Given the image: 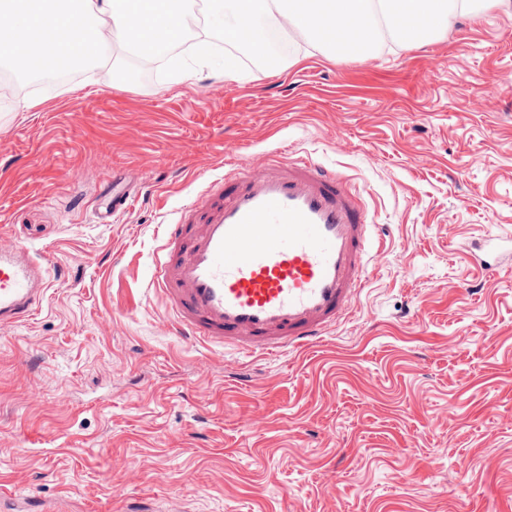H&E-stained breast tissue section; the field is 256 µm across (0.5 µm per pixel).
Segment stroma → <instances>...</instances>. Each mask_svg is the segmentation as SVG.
Returning <instances> with one entry per match:
<instances>
[{"instance_id": "obj_1", "label": "stroma", "mask_w": 512, "mask_h": 512, "mask_svg": "<svg viewBox=\"0 0 512 512\" xmlns=\"http://www.w3.org/2000/svg\"><path fill=\"white\" fill-rule=\"evenodd\" d=\"M227 82L112 53L0 100V231L66 271L0 330V489L68 512H512V11L374 58ZM310 154L385 238L327 341L242 359L165 333L170 211L226 157ZM146 187L111 223L112 178Z\"/></svg>"}]
</instances>
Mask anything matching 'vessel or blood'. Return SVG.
Segmentation results:
<instances>
[{"label": "vessel or blood", "mask_w": 512, "mask_h": 512, "mask_svg": "<svg viewBox=\"0 0 512 512\" xmlns=\"http://www.w3.org/2000/svg\"><path fill=\"white\" fill-rule=\"evenodd\" d=\"M375 230L347 180L312 157L230 166L165 226L151 276L164 327L233 355L315 346L365 289ZM51 284L40 251L1 243L0 329L30 320Z\"/></svg>", "instance_id": "obj_1"}]
</instances>
